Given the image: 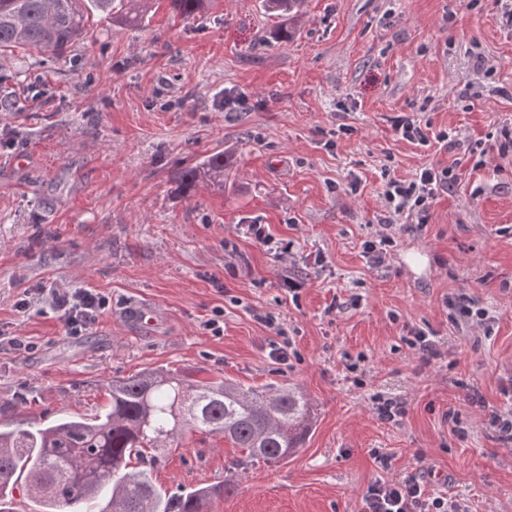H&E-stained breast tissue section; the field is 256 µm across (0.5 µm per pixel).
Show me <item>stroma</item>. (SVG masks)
Wrapping results in <instances>:
<instances>
[{"mask_svg":"<svg viewBox=\"0 0 512 512\" xmlns=\"http://www.w3.org/2000/svg\"><path fill=\"white\" fill-rule=\"evenodd\" d=\"M280 23L262 0H208L190 19L155 0L140 28L92 14L59 57L0 54V331L25 344L0 350V426L95 414L109 381L156 367L291 384L315 408L304 444L243 470L214 512H363L369 486L410 474L472 512H512V452L488 424L512 409V153L496 141L512 124V26L496 0H307L296 36L264 45ZM402 113L471 153L400 139ZM216 150L223 189L180 196L175 173ZM430 164L458 183L372 267L384 175ZM410 249L420 265L400 264ZM43 286L109 305L72 336L51 309H16ZM457 294L484 326L453 314ZM137 303L152 322L128 319ZM268 314L287 361L270 354ZM414 329L440 357L421 361ZM389 397L400 421L377 415ZM239 455L193 433L156 450L151 478L170 493L216 484Z\"/></svg>","mask_w":512,"mask_h":512,"instance_id":"stroma-1","label":"stroma"}]
</instances>
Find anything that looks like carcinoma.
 <instances>
[{"label":"carcinoma","mask_w":512,"mask_h":512,"mask_svg":"<svg viewBox=\"0 0 512 512\" xmlns=\"http://www.w3.org/2000/svg\"><path fill=\"white\" fill-rule=\"evenodd\" d=\"M114 0H0V50L27 48L59 56L84 34L90 14L109 15ZM206 0H169L188 19ZM293 20L303 0H264ZM224 187V153L181 170L178 193L191 197L199 182ZM110 405L91 418L65 417L37 428L0 429V487L25 481L29 498L46 512H211L235 488L217 485L167 494L146 469L130 467L147 448H163L188 433L222 436L242 449V464L277 465L293 455L314 424L309 398L296 388H245L222 378L198 381L163 368L107 384Z\"/></svg>","instance_id":"carcinoma-1"}]
</instances>
